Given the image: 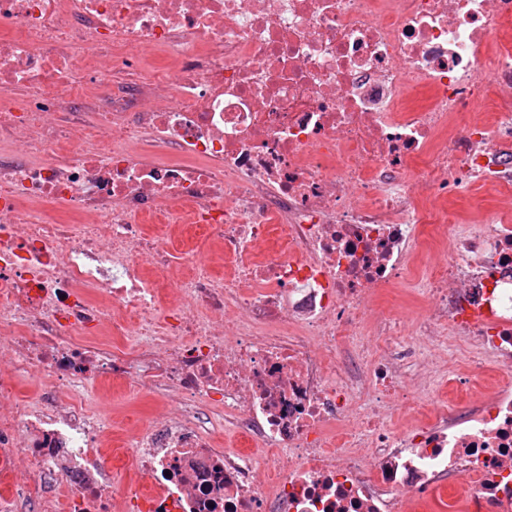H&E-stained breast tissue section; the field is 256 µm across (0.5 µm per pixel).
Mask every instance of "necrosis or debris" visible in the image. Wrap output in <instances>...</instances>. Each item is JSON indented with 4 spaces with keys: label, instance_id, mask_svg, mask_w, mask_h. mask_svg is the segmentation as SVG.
I'll list each match as a JSON object with an SVG mask.
<instances>
[{
    "label": "necrosis or debris",
    "instance_id": "1",
    "mask_svg": "<svg viewBox=\"0 0 512 512\" xmlns=\"http://www.w3.org/2000/svg\"><path fill=\"white\" fill-rule=\"evenodd\" d=\"M115 383L165 405L121 483ZM0 476V512H512V0H0Z\"/></svg>",
    "mask_w": 512,
    "mask_h": 512
}]
</instances>
